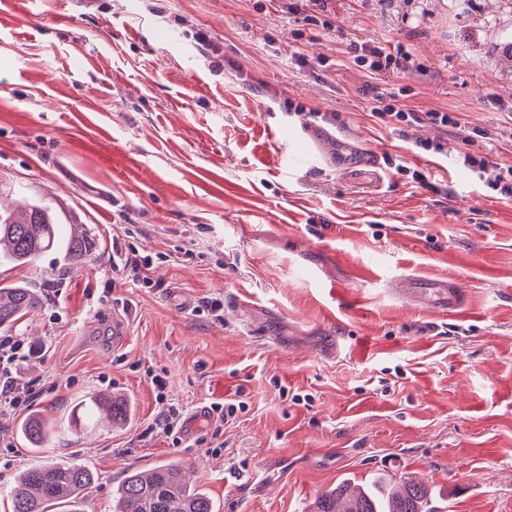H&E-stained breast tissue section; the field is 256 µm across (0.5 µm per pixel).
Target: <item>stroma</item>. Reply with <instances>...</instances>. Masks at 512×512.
<instances>
[{
    "mask_svg": "<svg viewBox=\"0 0 512 512\" xmlns=\"http://www.w3.org/2000/svg\"><path fill=\"white\" fill-rule=\"evenodd\" d=\"M350 43L414 67L365 76ZM403 87L414 111L459 113L463 130H415L443 154L372 117ZM332 113L373 164L319 148ZM284 124L313 149L306 167L284 166ZM468 128L512 162V0H0V208L47 204L95 242L71 269L51 253L0 262V286L41 298L8 330L35 351L15 378L38 397L0 413V512L19 472L52 460L93 472L82 512H112L129 471L169 462L216 512H310L377 475L428 484L433 512H512V201L452 166ZM116 230L156 256L157 287L113 275ZM409 276L462 283V312L396 297ZM205 298L223 318L199 312ZM99 393L130 417L72 423ZM227 399L246 408L221 455L201 441L209 421L176 440L156 427L164 404L188 417ZM31 412L54 425L45 447L18 434Z\"/></svg>",
    "mask_w": 512,
    "mask_h": 512,
    "instance_id": "stroma-1",
    "label": "stroma"
}]
</instances>
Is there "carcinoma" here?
<instances>
[{
	"label": "carcinoma",
	"instance_id": "1",
	"mask_svg": "<svg viewBox=\"0 0 512 512\" xmlns=\"http://www.w3.org/2000/svg\"><path fill=\"white\" fill-rule=\"evenodd\" d=\"M57 213L48 205L26 204L17 213H0V261L18 265L47 252H58L66 264L87 259L90 241L87 232L63 239L58 234ZM39 298L26 286L0 288V327L13 325L36 310ZM90 404L106 407L113 421L127 418L124 401L111 396H92ZM22 436L41 446L51 438L47 422L32 414L20 424ZM94 480L92 472L76 463L50 462L22 472L11 490L13 512H80L85 491ZM429 487L408 480L393 484L387 480L355 492L346 484L321 493L314 512H429ZM113 512H213L209 498L185 481L178 464L157 467L149 472L130 473L117 489Z\"/></svg>",
	"mask_w": 512,
	"mask_h": 512
}]
</instances>
